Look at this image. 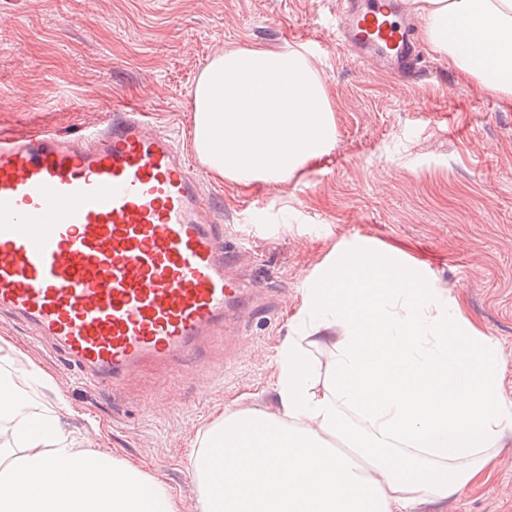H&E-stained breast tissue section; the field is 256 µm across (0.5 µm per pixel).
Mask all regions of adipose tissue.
<instances>
[{"label": "adipose tissue", "instance_id": "adipose-tissue-1", "mask_svg": "<svg viewBox=\"0 0 512 512\" xmlns=\"http://www.w3.org/2000/svg\"><path fill=\"white\" fill-rule=\"evenodd\" d=\"M429 48L512 103V0H406ZM192 148L216 179L288 181L336 143L327 88L298 49L234 48L192 90ZM302 335L276 352L275 413L227 410L194 457L197 499L177 500L132 465L80 448L55 410L0 370L1 446L28 481L0 485V512H417L490 476L512 433L496 342L462 302L398 253L334 251L307 287ZM332 349L321 354L325 336ZM232 480L216 485L220 467Z\"/></svg>", "mask_w": 512, "mask_h": 512}]
</instances>
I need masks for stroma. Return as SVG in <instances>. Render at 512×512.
Masks as SVG:
<instances>
[{
    "label": "stroma",
    "mask_w": 512,
    "mask_h": 512,
    "mask_svg": "<svg viewBox=\"0 0 512 512\" xmlns=\"http://www.w3.org/2000/svg\"><path fill=\"white\" fill-rule=\"evenodd\" d=\"M333 103L336 144L283 184L244 188L202 172L224 244L260 300L237 336L214 338L177 369L147 365L122 387L83 380L0 322L11 364L52 378L36 388L83 447L136 466L189 502L192 461L224 408L273 411L276 347L333 248L373 241L422 263L498 345L512 398V104L425 52L418 81L352 62L336 40V0H0V131L75 135L133 105L191 145V91L224 50L298 47ZM421 512H512V434L489 479Z\"/></svg>",
    "instance_id": "1"
}]
</instances>
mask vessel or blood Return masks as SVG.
Returning <instances> with one entry per match:
<instances>
[{
    "label": "vessel or blood",
    "instance_id": "b4317fda",
    "mask_svg": "<svg viewBox=\"0 0 512 512\" xmlns=\"http://www.w3.org/2000/svg\"><path fill=\"white\" fill-rule=\"evenodd\" d=\"M337 41L405 77L422 49L400 0H350ZM200 175L165 131L122 112L81 133L0 135V316L91 383L120 386L223 335L246 303Z\"/></svg>",
    "mask_w": 512,
    "mask_h": 512
}]
</instances>
